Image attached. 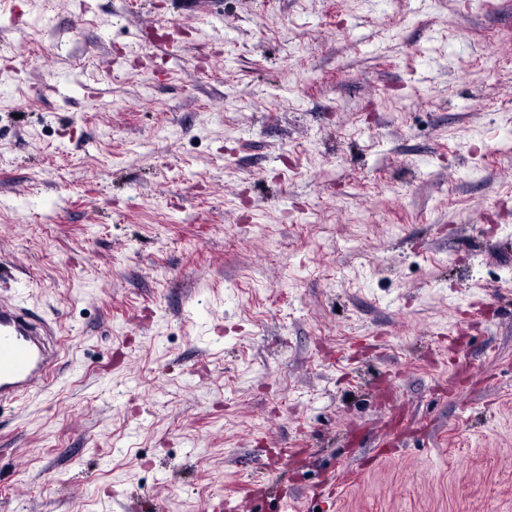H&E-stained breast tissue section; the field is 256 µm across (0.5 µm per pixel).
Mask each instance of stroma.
Instances as JSON below:
<instances>
[{"label": "stroma", "instance_id": "obj_1", "mask_svg": "<svg viewBox=\"0 0 512 512\" xmlns=\"http://www.w3.org/2000/svg\"><path fill=\"white\" fill-rule=\"evenodd\" d=\"M0 0V512H512V0ZM46 325L24 309L0 302V404L46 383L58 357Z\"/></svg>", "mask_w": 512, "mask_h": 512}]
</instances>
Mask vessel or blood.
Wrapping results in <instances>:
<instances>
[{"mask_svg":"<svg viewBox=\"0 0 512 512\" xmlns=\"http://www.w3.org/2000/svg\"><path fill=\"white\" fill-rule=\"evenodd\" d=\"M46 325L24 309L0 302V403L45 384L58 350Z\"/></svg>","mask_w":512,"mask_h":512,"instance_id":"b4317fda","label":"vessel or blood"}]
</instances>
